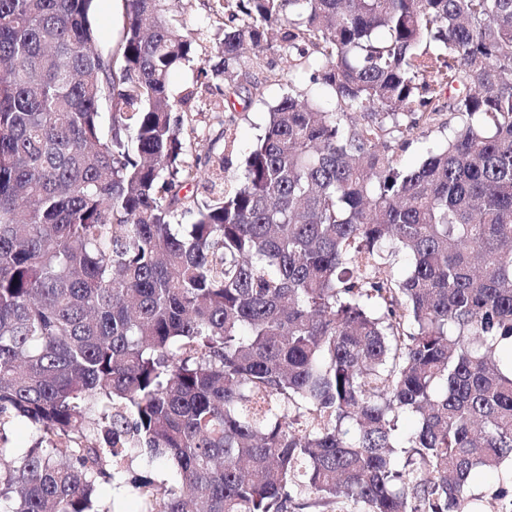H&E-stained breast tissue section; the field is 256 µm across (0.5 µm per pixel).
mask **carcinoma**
<instances>
[{
    "label": "carcinoma",
    "mask_w": 512,
    "mask_h": 512,
    "mask_svg": "<svg viewBox=\"0 0 512 512\" xmlns=\"http://www.w3.org/2000/svg\"><path fill=\"white\" fill-rule=\"evenodd\" d=\"M92 2L0 0V502L464 512L512 458V0H215L213 142L249 45L335 100L270 106L229 185L173 115L206 32L123 0L104 54ZM444 111L447 145L399 168Z\"/></svg>",
    "instance_id": "1"
}]
</instances>
